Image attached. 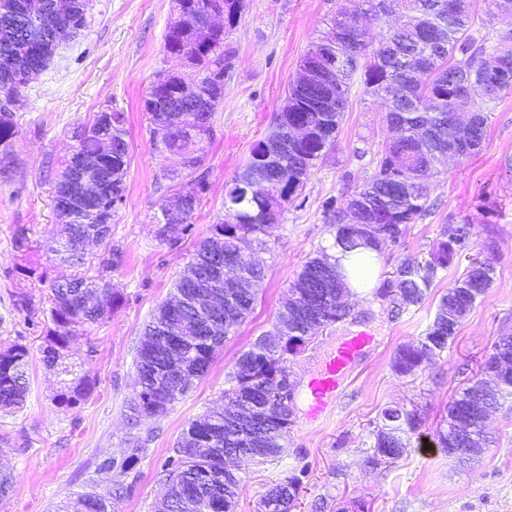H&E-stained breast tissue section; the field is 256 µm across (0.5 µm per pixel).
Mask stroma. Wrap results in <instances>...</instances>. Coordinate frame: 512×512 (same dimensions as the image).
I'll use <instances>...</instances> for the list:
<instances>
[{
  "label": "stroma",
  "mask_w": 512,
  "mask_h": 512,
  "mask_svg": "<svg viewBox=\"0 0 512 512\" xmlns=\"http://www.w3.org/2000/svg\"><path fill=\"white\" fill-rule=\"evenodd\" d=\"M245 3L224 42L234 67L224 78V100L212 117L201 170L168 179L177 160L153 144L142 108L148 87L166 67L163 38L173 0H90L87 27L63 44L14 109L18 134L0 167V345L29 348V394L19 412L0 415V470L13 477L0 512H52L84 492L111 499L114 512H157L181 433L223 404L227 374L240 354L272 330L291 281L333 240L327 203L340 202L347 189L368 181L379 152L395 137L382 101L354 84L334 144L286 205L267 249L254 252L265 280L251 311L216 348L207 374L165 415L133 418L143 327L186 270L195 242L223 220L226 184L242 170L252 145L269 133L302 57L331 21L344 15L367 23L359 0ZM108 108L126 113L130 151L125 196L112 211V241L126 259L110 278L123 302L64 350L66 363L96 386L88 399L67 404L59 398L61 375L41 353L52 325L50 287L74 272L49 249L59 222L54 183L72 152L73 130ZM176 188L200 196L201 205L190 232L171 246L156 238L155 226L165 197ZM459 226L468 230L466 248L440 271L422 306L396 311L379 291L398 262L429 260L436 241ZM21 230L28 239L23 250L15 245ZM475 259L493 264L491 287L435 362L413 376L396 373L398 350L417 342L443 293ZM369 267L361 287L350 292V317L289 356L296 390L286 450L262 463L236 464L242 486L236 512H265L268 490L290 479L298 486L293 512H512V397L489 417V446L478 460L457 462L433 441L454 393L480 374L495 342L512 337V93L491 104L476 154L437 164L426 183L425 212ZM20 294L30 297L34 314L15 309ZM363 330L376 337V346L347 375L332 412L312 419L309 380L343 337ZM395 407L418 409L421 427L401 458L368 464L381 414ZM133 434L149 443L129 460L125 441ZM108 457L118 468L98 473Z\"/></svg>",
  "instance_id": "35a3bbf8"
}]
</instances>
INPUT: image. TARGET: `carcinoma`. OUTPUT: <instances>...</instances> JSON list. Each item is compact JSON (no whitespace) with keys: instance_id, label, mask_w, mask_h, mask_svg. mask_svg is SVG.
I'll return each instance as SVG.
<instances>
[{"instance_id":"obj_1","label":"carcinoma","mask_w":512,"mask_h":512,"mask_svg":"<svg viewBox=\"0 0 512 512\" xmlns=\"http://www.w3.org/2000/svg\"><path fill=\"white\" fill-rule=\"evenodd\" d=\"M402 4L405 20L399 27L376 34L365 28L357 35L338 78L347 96L358 80L366 91L383 98L389 105L386 118L395 121L399 130V137L382 150L373 179L347 193L340 205L327 204L329 221L336 226L335 246L344 253H382L396 244L407 225L426 211L424 188L419 180L428 177L437 162L432 151L444 153L452 149L448 114L469 111L468 123L460 130L461 137L477 144L484 140L486 109L472 106L470 97L458 95L450 88L453 72L471 69L479 74L475 85L483 89L486 104L512 93V73L501 79L495 77V72L500 70L498 54L512 41L511 34H501L496 43H488L487 36L480 35V30L475 28V13L467 10L460 15L455 6L449 5V0H402ZM201 20L202 16L195 15L184 29L167 30L164 52L166 62L173 66L187 54L204 69L199 103L208 107V111L187 107L183 114L148 113L154 143L187 155V169L192 171L205 160V153L195 152L194 145L211 135L213 112L224 100V76L232 69L231 52L224 49V34L218 32L207 41L199 38L197 25ZM65 24L86 26L87 12L60 16L53 10V0H0V98L27 84L10 65V59L22 53L31 68L46 70L59 49L54 44L55 27ZM373 44L376 48L368 51ZM342 116L341 110L313 112L299 105L286 117L276 115L269 133L251 147L242 171L225 191L224 220L210 225L188 269L197 270L201 278L213 277L218 290H225L224 255L235 252L243 239L260 246L266 243L269 230L280 223L284 206L302 191L304 178L314 161L336 140ZM290 121L308 124L315 134L288 155L280 151L279 142L286 135ZM126 123L125 113L114 110L110 124L104 123L98 113L78 126L74 131L78 140L76 152L71 154L55 182V190L64 187L74 161L80 159L88 164L84 174L96 187L97 199L123 200L124 176L130 163ZM16 134L13 113L0 109L1 158L6 159L12 153ZM254 183L264 186L266 194L251 191ZM351 196L372 209L376 222L373 236H363L340 223V211L349 205ZM200 204L197 195L187 198L175 217L176 223L156 225V237L170 245L178 243L189 230ZM57 214L62 224L51 251L62 261L82 265L84 252L79 244L85 239L99 236L105 245L96 275L81 273L50 288L54 327L45 336L43 362L66 376L63 384L67 392L62 394V399L75 403L91 396L94 383L85 376L74 375V370L62 361L61 350L86 327L111 317L112 311L121 305L122 295L112 288L107 273L123 265L125 252L112 243V212L97 208L89 212L83 208L77 212L59 210ZM465 246V232L458 229L449 239L437 242L432 258L426 263L401 260L388 283L393 288L396 308L422 304L438 272L446 269L454 254ZM326 263L335 269L339 281L345 282L346 273L323 249L303 265L289 289L307 286L315 271ZM481 265L484 280L475 289L463 288L464 277L448 287L425 334L416 345H408L397 353L393 364L397 373L413 376L424 361H433L448 348L464 318L493 282L494 266L488 261ZM241 269L250 278L251 287L235 290L236 305L229 315L222 308L209 310L197 306L183 276L175 283L170 298L157 307L144 329L135 368L145 383H165L170 397L159 407L146 392L134 405L135 414L149 417L166 414L169 406L186 393L180 388L182 378L208 368L215 348L235 332L265 280L264 268L251 265L248 259L243 260ZM450 308L457 311V321L437 340L432 329ZM331 323L333 320L326 313L312 319L296 314L289 328L294 330V335L310 339ZM28 358L29 349L25 345L14 343L0 348V412L11 414L24 406L28 394ZM287 368L288 359L269 349L263 336L239 356L228 374V388L224 389L227 408L209 411L191 421L177 442V459L169 472V487L160 512H224V507H233L242 487L238 477H224L226 448L254 449L246 457L253 462L276 458L284 452L283 441L291 418L287 407L273 395V387L277 374ZM262 386L266 396L260 408L269 414L272 427L265 431L249 430L231 418V408L253 400L255 389ZM487 394L496 406L501 399L511 396L512 371L504 374L500 384L491 391L478 378L455 395L448 404V420L436 430L437 447L450 452L454 444L448 441L449 428L461 411ZM382 418V425L373 433L374 451L369 457V462L376 466L400 458L408 447L410 435L421 425L415 410L387 409ZM296 494L297 486L291 480L274 486L264 499L265 512H292ZM56 512H112V501L86 493L58 505Z\"/></svg>"}]
</instances>
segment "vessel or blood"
I'll return each mask as SVG.
<instances>
[{
  "label": "vessel or blood",
  "instance_id": "vessel-or-blood-1",
  "mask_svg": "<svg viewBox=\"0 0 512 512\" xmlns=\"http://www.w3.org/2000/svg\"><path fill=\"white\" fill-rule=\"evenodd\" d=\"M373 344L366 332H359L339 345L336 352L327 361L322 372L309 384L312 410L322 415L335 400L340 381L345 373Z\"/></svg>",
  "mask_w": 512,
  "mask_h": 512
}]
</instances>
